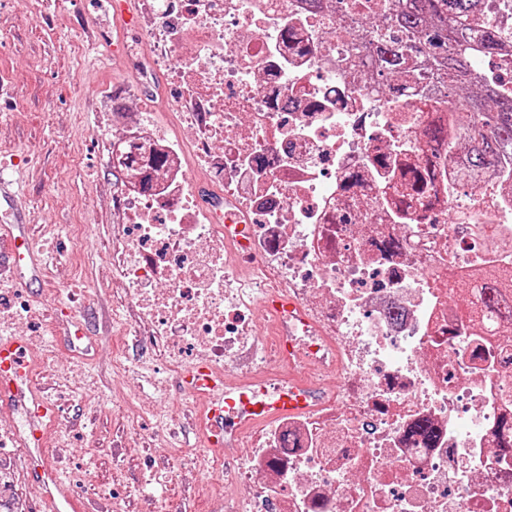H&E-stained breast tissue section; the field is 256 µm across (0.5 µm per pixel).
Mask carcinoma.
<instances>
[{
	"label": "carcinoma",
	"instance_id": "cac0c4a2",
	"mask_svg": "<svg viewBox=\"0 0 512 512\" xmlns=\"http://www.w3.org/2000/svg\"><path fill=\"white\" fill-rule=\"evenodd\" d=\"M480 0H398L396 14L387 26H379L362 13L358 23L368 28L366 40L347 51L360 64L373 46L371 68L379 80L394 87L408 78L414 88L426 90L437 84L446 90L448 125L465 122L460 134L469 149L466 162L475 170L493 169L512 178V98L495 90H479L460 97L475 55L498 53L501 31L492 25L477 32L469 26ZM433 141L453 155L457 138L443 128L430 131Z\"/></svg>",
	"mask_w": 512,
	"mask_h": 512
}]
</instances>
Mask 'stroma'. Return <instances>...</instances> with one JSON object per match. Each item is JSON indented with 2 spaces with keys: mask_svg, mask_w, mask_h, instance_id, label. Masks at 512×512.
I'll use <instances>...</instances> for the list:
<instances>
[{
  "mask_svg": "<svg viewBox=\"0 0 512 512\" xmlns=\"http://www.w3.org/2000/svg\"><path fill=\"white\" fill-rule=\"evenodd\" d=\"M146 49L142 32L120 33L108 0H0V174L20 185L14 204L33 216L31 238L45 264L43 287L12 284L0 328L25 337L40 361L38 379L58 410L46 454L89 507L111 501L117 512H214L215 481L234 469L197 437L206 406L183 396L179 378L128 320L127 293L110 264L115 189L112 99L141 88L157 125L174 120L179 95L169 58L152 84L128 68L126 47ZM85 321L75 355L57 320ZM0 445L16 470L6 488L25 512L44 503L26 450L13 439L20 418L0 405Z\"/></svg>",
  "mask_w": 512,
  "mask_h": 512,
  "instance_id": "stroma-1",
  "label": "stroma"
}]
</instances>
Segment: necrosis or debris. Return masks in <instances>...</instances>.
Returning <instances> with one entry per match:
<instances>
[{"label":"necrosis or debris","mask_w":512,"mask_h":512,"mask_svg":"<svg viewBox=\"0 0 512 512\" xmlns=\"http://www.w3.org/2000/svg\"><path fill=\"white\" fill-rule=\"evenodd\" d=\"M483 2L472 26L504 29V48L471 68L512 91V22ZM360 12L358 0L319 14L306 0H142L149 47L129 66L147 82L174 54L186 63L171 127L132 95L112 110L116 151L165 160L150 189L130 175L119 186L112 267L175 373L191 352L271 379L290 351L338 375L312 409L228 436L240 463L224 512L242 499L249 512H512V316L490 336L448 303L449 279L470 294L474 269L512 274V189L429 141L448 120L434 94L395 102L346 64ZM190 155L219 178V208L195 207ZM413 168L428 191L408 206ZM452 211L471 223H448ZM264 280L297 306L261 354Z\"/></svg>","instance_id":"4bbe7bcc"}]
</instances>
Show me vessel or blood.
<instances>
[{
	"label": "vessel or blood",
	"instance_id": "obj_1",
	"mask_svg": "<svg viewBox=\"0 0 512 512\" xmlns=\"http://www.w3.org/2000/svg\"><path fill=\"white\" fill-rule=\"evenodd\" d=\"M14 195L13 182L1 177L0 277L40 281L44 264L30 241L33 217L14 208ZM37 366L38 360L24 337L0 330V405L22 417L18 441L37 462L34 474L53 512H81V503L60 473L58 459L43 454L56 410L36 382ZM183 392L192 397L209 395L205 444L217 455L224 452L225 424L232 422L241 429L276 415L307 410L319 399L317 387L294 372L284 382L262 381L259 390L253 392L226 382L222 370L206 363L186 372Z\"/></svg>",
	"mask_w": 512,
	"mask_h": 512
}]
</instances>
